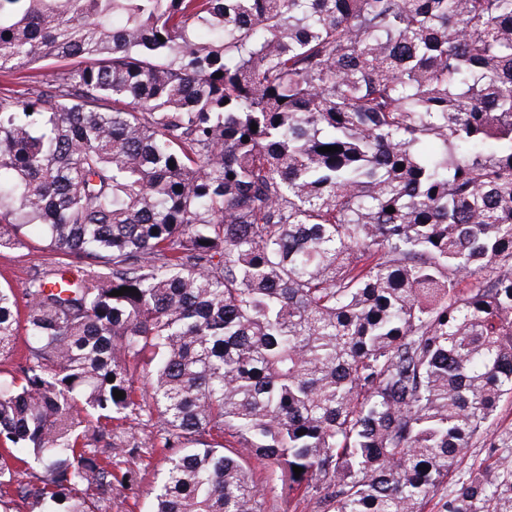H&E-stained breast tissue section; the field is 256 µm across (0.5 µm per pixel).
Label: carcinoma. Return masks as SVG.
I'll list each match as a JSON object with an SVG mask.
<instances>
[{
  "label": "carcinoma",
  "instance_id": "cac0c4a2",
  "mask_svg": "<svg viewBox=\"0 0 512 512\" xmlns=\"http://www.w3.org/2000/svg\"><path fill=\"white\" fill-rule=\"evenodd\" d=\"M52 63L0 96V249L64 257L0 287V512H105L132 415L150 512H266L249 459L512 512V431L448 485L512 396V0H0V71ZM117 435L124 441L123 448H131L133 441L139 447L137 452L130 455L123 453L114 457L112 453V471L121 479L123 472L132 470L136 473L137 480L128 487H122L113 481L112 504L108 512H149L150 491L160 476L158 473L164 467L163 455L155 449L162 445L155 420L147 421L145 416H133ZM127 440L131 441L129 446H125Z\"/></svg>",
  "mask_w": 512,
  "mask_h": 512
}]
</instances>
